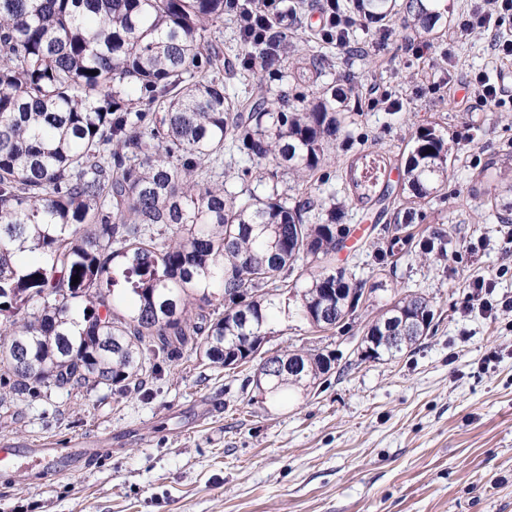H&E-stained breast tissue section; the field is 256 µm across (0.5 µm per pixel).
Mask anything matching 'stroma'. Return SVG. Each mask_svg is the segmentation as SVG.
<instances>
[{
	"mask_svg": "<svg viewBox=\"0 0 512 512\" xmlns=\"http://www.w3.org/2000/svg\"><path fill=\"white\" fill-rule=\"evenodd\" d=\"M446 3L443 35L424 54L415 52L421 37L401 27L386 40L356 29V52L323 45L325 82L356 83L366 105L328 182L283 169L277 177L286 195L347 197L353 158L398 159L419 127L434 126L451 148L450 176L423 225L447 229L446 259L391 254L384 228L396 209L349 200L353 235L338 264L374 286V306L348 328L317 333L278 314L262 348L334 353L319 387L256 403L252 364L228 370L187 351L139 392L53 388L14 401L0 409V441L65 449L88 438L98 447L74 473L0 465V512H512V311L491 320L465 310L480 277L496 275L494 299L512 298V217L483 207L476 179L512 151V103L490 107L473 95L477 74L495 80L503 68L488 33L448 41L468 2ZM386 91L398 110L384 109ZM393 288L432 301V333L411 352L367 358L364 320Z\"/></svg>",
	"mask_w": 512,
	"mask_h": 512,
	"instance_id": "1",
	"label": "stroma"
}]
</instances>
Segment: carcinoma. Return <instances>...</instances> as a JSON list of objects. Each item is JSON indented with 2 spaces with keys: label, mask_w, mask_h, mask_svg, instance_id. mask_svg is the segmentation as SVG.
<instances>
[{
  "label": "carcinoma",
  "mask_w": 512,
  "mask_h": 512,
  "mask_svg": "<svg viewBox=\"0 0 512 512\" xmlns=\"http://www.w3.org/2000/svg\"><path fill=\"white\" fill-rule=\"evenodd\" d=\"M436 0H348L365 25L395 17L431 38ZM302 0H0V405L54 386L80 391L149 382L185 349L231 368L267 334L276 299L295 289L296 314L319 331L354 320L363 281L336 267L348 235L345 204L224 188L279 168L304 181L351 139L354 87L316 84L327 60L306 51L289 22ZM236 24L251 81L211 35ZM287 79V92L271 82ZM400 188L353 195L388 207L406 195L408 220L391 246L427 261L434 230L409 232L421 204L448 180V143L415 132ZM243 164L224 163V151ZM512 162L484 188L498 208ZM318 208V223L308 213ZM78 283L71 284L74 276ZM432 301L394 293L364 326L368 357H395L425 339ZM332 357L312 348L260 359L264 399L314 390Z\"/></svg>",
  "instance_id": "obj_1"
}]
</instances>
